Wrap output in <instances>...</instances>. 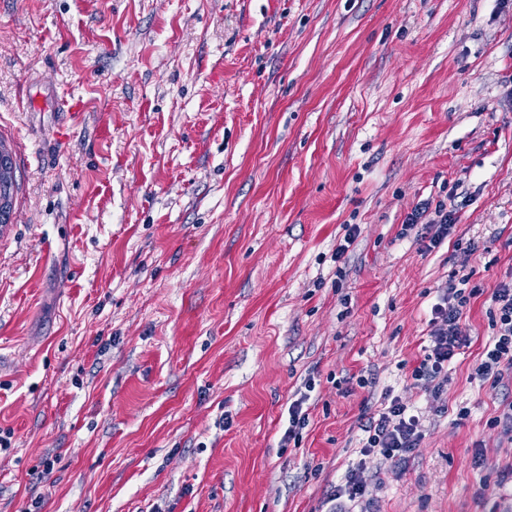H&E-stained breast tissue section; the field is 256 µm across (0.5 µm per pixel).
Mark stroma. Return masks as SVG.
I'll list each match as a JSON object with an SVG mask.
<instances>
[{"label": "stroma", "instance_id": "stroma-1", "mask_svg": "<svg viewBox=\"0 0 512 512\" xmlns=\"http://www.w3.org/2000/svg\"><path fill=\"white\" fill-rule=\"evenodd\" d=\"M0 142V512H324L388 390L423 438L365 461L364 512H512V378L472 377L512 271V0H0ZM450 197L439 247L400 237ZM456 272L437 403L410 374ZM309 395L304 393L300 398L294 400L288 408V427L281 438V448H287V445L294 441L298 443L302 438V430L309 424L308 408L303 410V405L309 400Z\"/></svg>", "mask_w": 512, "mask_h": 512}]
</instances>
